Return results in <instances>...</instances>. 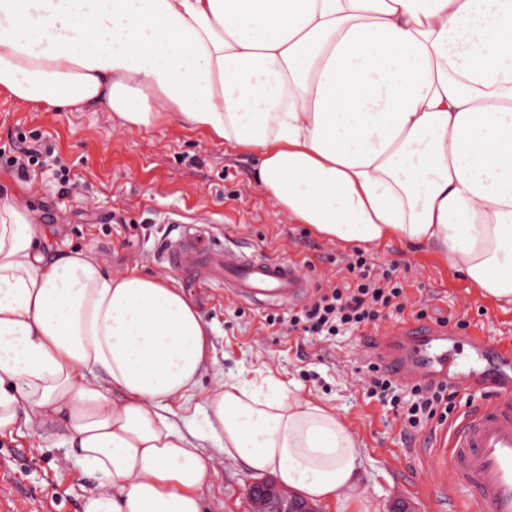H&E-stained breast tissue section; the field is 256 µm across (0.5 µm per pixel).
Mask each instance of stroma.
<instances>
[{
    "mask_svg": "<svg viewBox=\"0 0 512 512\" xmlns=\"http://www.w3.org/2000/svg\"><path fill=\"white\" fill-rule=\"evenodd\" d=\"M22 136L40 140L52 153L27 179L0 168V198L30 208L39 223L49 226L51 253L82 248L109 271L134 268L170 278L210 325L213 360L201 376L200 390L176 410L174 421L181 429L202 427L205 392L218 381L257 382L271 375L334 407L363 444L357 491L338 503H318V512H486L465 495L445 501L428 449L408 447L392 410L366 399L358 368L374 356L362 335L322 342L274 332L265 326V314L286 320L295 306L258 308L215 284H186L180 272L155 262L169 225L199 224L245 252L301 262L302 273L316 283L335 282L344 246L291 223L257 190L255 156L171 116L151 130L126 131L108 112L20 105L0 93V146ZM370 253L378 262L396 264L407 281L404 312L380 321V330H397L423 306L432 317L464 315L484 336L512 340V306L482 298L431 250L391 243ZM64 432L62 419L46 418L33 428L0 434V462L11 473L10 481L0 485V498L47 506L51 512H82L83 498L96 480L73 465ZM215 465L216 475L201 491L203 512H253L248 489L254 475L242 462L220 456Z\"/></svg>",
    "mask_w": 512,
    "mask_h": 512,
    "instance_id": "stroma-1",
    "label": "stroma"
}]
</instances>
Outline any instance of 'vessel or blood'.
Instances as JSON below:
<instances>
[{"mask_svg": "<svg viewBox=\"0 0 512 512\" xmlns=\"http://www.w3.org/2000/svg\"><path fill=\"white\" fill-rule=\"evenodd\" d=\"M155 259L189 281L218 283L259 308L297 302L312 288L297 263L246 253L191 225L165 240ZM452 342L469 346L475 365L463 378L485 397L452 422L448 445L433 453L444 475L441 491L448 498L468 494L487 512H512V377L503 369L512 359V343L488 341L477 331L462 333L448 322L416 320L394 334L374 333L370 348L395 378L429 384L447 381L455 371L457 363L448 355Z\"/></svg>", "mask_w": 512, "mask_h": 512, "instance_id": "b4317fda", "label": "vessel or blood"}]
</instances>
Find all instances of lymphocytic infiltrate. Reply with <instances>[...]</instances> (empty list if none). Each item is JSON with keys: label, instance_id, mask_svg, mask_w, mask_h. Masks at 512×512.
<instances>
[{"label": "lymphocytic infiltrate", "instance_id": "obj_1", "mask_svg": "<svg viewBox=\"0 0 512 512\" xmlns=\"http://www.w3.org/2000/svg\"><path fill=\"white\" fill-rule=\"evenodd\" d=\"M342 273L335 283L318 289L316 296L288 320L289 331L333 337L364 329L406 308L403 278L393 267L376 264L365 251L357 249L341 259ZM367 399L392 406L405 434L413 435L429 421L445 423L456 408L454 386L413 385L410 400H402L397 381L374 363L362 366Z\"/></svg>", "mask_w": 512, "mask_h": 512}]
</instances>
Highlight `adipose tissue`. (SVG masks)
I'll use <instances>...</instances> for the list:
<instances>
[{"instance_id":"ef3b65f1","label":"adipose tissue","mask_w":512,"mask_h":512,"mask_svg":"<svg viewBox=\"0 0 512 512\" xmlns=\"http://www.w3.org/2000/svg\"><path fill=\"white\" fill-rule=\"evenodd\" d=\"M0 91L128 130L175 115L256 155L294 223L429 247L512 306V0H0ZM48 237L0 200V433L63 417L99 479L83 512H202L217 451L309 499L357 489L359 438L272 378L216 383L185 434L173 404L213 350L193 300L84 250L47 260Z\"/></svg>"}]
</instances>
